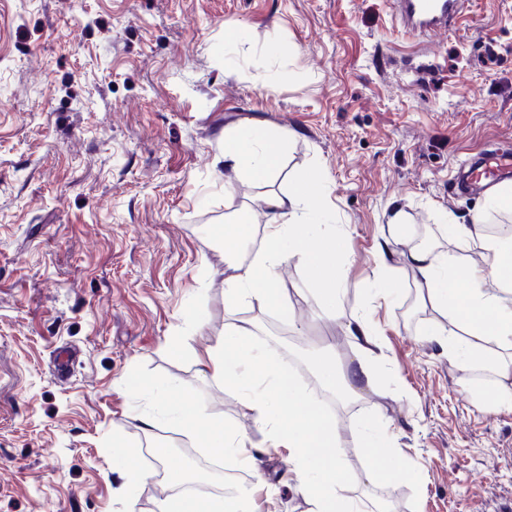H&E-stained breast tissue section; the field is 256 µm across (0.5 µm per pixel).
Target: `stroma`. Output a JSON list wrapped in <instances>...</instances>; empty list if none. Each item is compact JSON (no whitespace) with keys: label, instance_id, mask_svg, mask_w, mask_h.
Instances as JSON below:
<instances>
[{"label":"stroma","instance_id":"obj_1","mask_svg":"<svg viewBox=\"0 0 512 512\" xmlns=\"http://www.w3.org/2000/svg\"><path fill=\"white\" fill-rule=\"evenodd\" d=\"M242 39L224 43L225 26ZM288 135L271 186L227 179L225 131ZM512 151V0H465L448 31L422 37L395 0H0V512H156L174 496L150 459L187 466L195 438L166 420L143 429L138 375L190 394L254 446L266 430L195 362L235 321L252 323L308 393L324 396L302 351L358 352L345 328L368 313L384 356L374 388L336 412L346 492L368 512H512V411L487 410L488 375L462 381L423 335L442 322L416 307L410 248L448 250L438 217L459 222L483 195L458 187L487 150ZM316 169L346 236L341 318L302 262L275 271L292 319L242 303L224 311L228 211ZM394 293H375L394 209ZM386 423L414 476L372 484L358 445ZM139 448L145 478L126 489L112 442ZM258 512H306L291 453L249 470L222 460Z\"/></svg>","mask_w":512,"mask_h":512}]
</instances>
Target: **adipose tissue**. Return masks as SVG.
I'll use <instances>...</instances> for the list:
<instances>
[{"label": "adipose tissue", "instance_id": "obj_1", "mask_svg": "<svg viewBox=\"0 0 512 512\" xmlns=\"http://www.w3.org/2000/svg\"><path fill=\"white\" fill-rule=\"evenodd\" d=\"M286 145L281 130L240 127L224 134V168L235 177L267 181L280 167ZM320 175L311 170L291 181L288 190L272 192L263 199L267 220L263 240L250 259L240 255L242 244L253 233L249 210L237 209L224 218V305L234 314L239 304L249 301L291 317L292 310L281 298L274 276L287 259L299 258L313 280L321 284L322 304L336 314L341 295L337 276L330 270L346 252L344 235L321 236L319 224L328 222L330 212L319 191ZM512 212V184L490 189L481 209L469 223L449 222L452 251L410 250L406 260L431 306L448 320L447 325L429 324L424 334L445 348L459 372L482 371L494 379L492 408L512 409V367L493 355V348L512 347V234L487 242L483 228L490 213ZM478 250L475 260L463 252ZM359 352L355 363L339 367L330 352L315 358V372L327 390L336 386H371L382 358L371 318L352 316L346 323ZM249 323L232 325L205 356L196 362L204 377L224 383L243 399L257 422L268 427L270 448L291 449L299 480L296 491L305 500L307 512H361L358 502L346 494L341 462V437L336 421L325 414L319 402L297 388L287 368L263 344L254 342ZM134 391L152 395L162 404L172 425L197 436L201 447L217 456L233 458L249 466L254 457L245 441L230 427L209 414L191 397L171 406L164 392L130 376ZM360 444L369 454L383 458L384 466L372 467L368 480L405 477L396 448L381 421L365 423ZM156 512H253L250 493L227 499H202L186 495L158 502Z\"/></svg>", "mask_w": 512, "mask_h": 512}]
</instances>
